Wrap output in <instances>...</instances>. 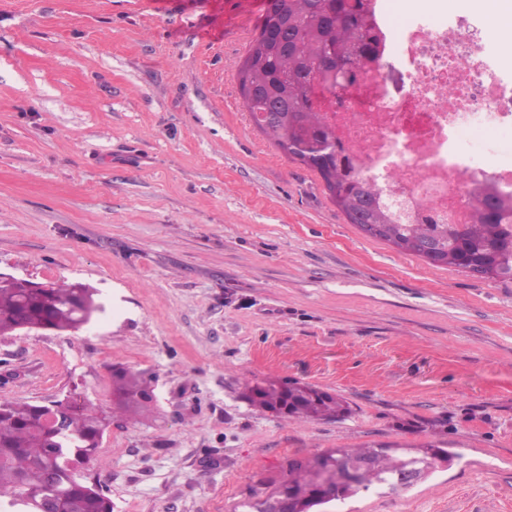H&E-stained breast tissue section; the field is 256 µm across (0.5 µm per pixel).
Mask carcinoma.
<instances>
[{"label": "carcinoma", "mask_w": 512, "mask_h": 512, "mask_svg": "<svg viewBox=\"0 0 512 512\" xmlns=\"http://www.w3.org/2000/svg\"><path fill=\"white\" fill-rule=\"evenodd\" d=\"M370 0H268L257 36L237 72L243 104L254 125L288 157L317 173L331 201L351 224H375V238L397 250L424 257V245L441 244L432 265L465 270L512 267V202L503 203L480 192L468 204L472 224H415L381 200V189L349 172L336 155L332 131L312 103L317 85L336 88L326 64L340 53L357 61L375 59V34ZM101 310L94 291L81 285L49 283L30 288L17 281H0V336L17 332L25 322L56 331L76 330ZM251 401L288 419L330 420L349 413L340 396L313 385L288 387L266 381L249 388ZM112 395L117 410L131 418L151 411L153 390L127 368L112 371ZM61 408V432L47 427V407L0 401V512L21 506L39 512L44 502L57 512H113L112 500L83 475L93 461L107 415L90 402L69 398ZM428 462L430 470L449 466L459 454L428 444L399 448H339L313 458L287 462L286 479L269 496L287 501L289 512H316L359 493L384 489L412 463ZM366 460L356 485L336 488L324 496L327 474L349 461Z\"/></svg>", "instance_id": "1"}]
</instances>
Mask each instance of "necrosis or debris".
<instances>
[{
    "mask_svg": "<svg viewBox=\"0 0 512 512\" xmlns=\"http://www.w3.org/2000/svg\"><path fill=\"white\" fill-rule=\"evenodd\" d=\"M447 0H406L401 15L372 0L382 33L380 62L342 91L316 87L313 100L352 172L381 188L411 221L468 224L471 193L512 199V169L466 155L459 127L486 132L512 125V82L467 16ZM403 61L401 95H392L384 57Z\"/></svg>",
    "mask_w": 512,
    "mask_h": 512,
    "instance_id": "obj_1",
    "label": "necrosis or debris"
}]
</instances>
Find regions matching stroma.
<instances>
[{
    "mask_svg": "<svg viewBox=\"0 0 512 512\" xmlns=\"http://www.w3.org/2000/svg\"><path fill=\"white\" fill-rule=\"evenodd\" d=\"M256 2L0 0V273L101 306L0 336V399L111 411L113 368L143 373L152 414L113 415L87 470L113 512H236L286 459L392 442L457 458L326 512H512V282L365 237L253 126L237 68ZM460 141L512 167V131ZM274 380L352 412L245 398ZM251 401L259 407L282 414L287 419L330 420L345 417L348 403L339 395L313 385L295 382L288 387L266 381L249 388Z\"/></svg>",
    "mask_w": 512,
    "mask_h": 512,
    "instance_id": "1",
    "label": "stroma"
}]
</instances>
